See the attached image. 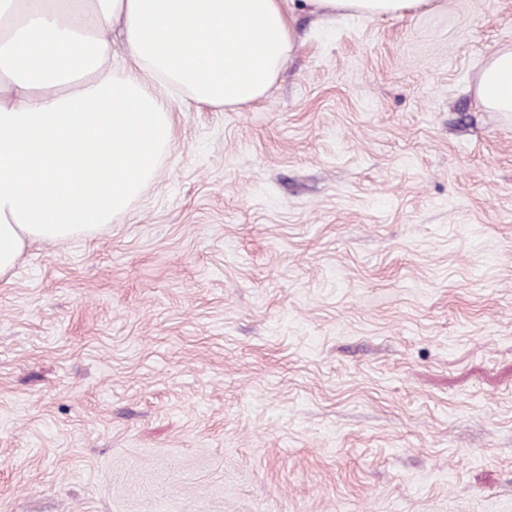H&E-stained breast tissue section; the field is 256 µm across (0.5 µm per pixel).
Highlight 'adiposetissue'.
Segmentation results:
<instances>
[{
	"instance_id": "1",
	"label": "adipose tissue",
	"mask_w": 512,
	"mask_h": 512,
	"mask_svg": "<svg viewBox=\"0 0 512 512\" xmlns=\"http://www.w3.org/2000/svg\"><path fill=\"white\" fill-rule=\"evenodd\" d=\"M424 2L304 0L366 16ZM293 52L283 0H0V281L31 244L93 235L131 210L174 144L168 97L258 102ZM476 95L512 112V47L487 59Z\"/></svg>"
}]
</instances>
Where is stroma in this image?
<instances>
[{"mask_svg": "<svg viewBox=\"0 0 512 512\" xmlns=\"http://www.w3.org/2000/svg\"><path fill=\"white\" fill-rule=\"evenodd\" d=\"M260 102L0 283V512H512V0H285ZM426 0H304L312 12L325 10L336 14L366 16L402 15L426 3ZM476 95L489 112H512V47L500 48L487 59Z\"/></svg>", "mask_w": 512, "mask_h": 512, "instance_id": "1", "label": "stroma"}]
</instances>
